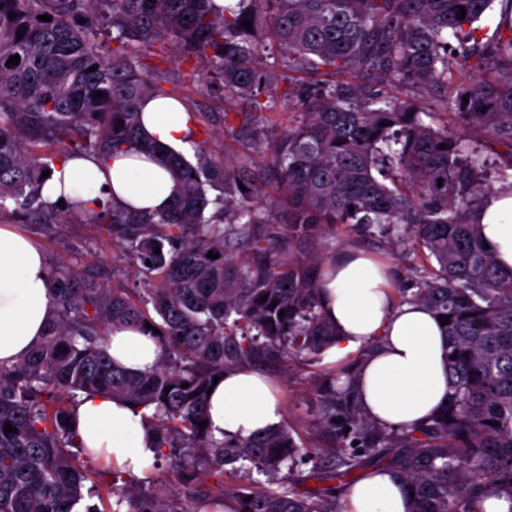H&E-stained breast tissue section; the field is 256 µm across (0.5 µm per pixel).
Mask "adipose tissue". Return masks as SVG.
Instances as JSON below:
<instances>
[{"instance_id":"ef3b65f1","label":"adipose tissue","mask_w":512,"mask_h":512,"mask_svg":"<svg viewBox=\"0 0 512 512\" xmlns=\"http://www.w3.org/2000/svg\"><path fill=\"white\" fill-rule=\"evenodd\" d=\"M142 126L157 143L186 146L193 118L178 100L155 98L142 108ZM176 183L148 154L120 152L100 161L71 156L59 162L42 188L45 201L78 198L88 208L111 200L121 208L161 212L172 203ZM475 219L493 247L498 266L512 269V188L489 196ZM52 266L30 237L0 226V364L24 357L42 338L54 314ZM319 301L335 326L328 361L374 344L360 363L351 390L363 415L386 426L427 420L448 399L447 360L439 321L423 305L398 304L387 270L358 246L328 257L322 267ZM107 351L133 372L152 369L160 358L156 340L142 329L118 326L109 331ZM209 426L215 439L248 438L277 426L283 406L259 374L228 371L208 399ZM78 441L95 457L122 471L142 473L154 456V435L142 410L108 395L82 396L74 409ZM344 512H408L403 482L387 470L364 472L343 500Z\"/></svg>"}]
</instances>
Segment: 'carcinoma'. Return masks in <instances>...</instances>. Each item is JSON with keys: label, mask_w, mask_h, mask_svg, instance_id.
Returning <instances> with one entry per match:
<instances>
[{"label": "carcinoma", "mask_w": 512, "mask_h": 512, "mask_svg": "<svg viewBox=\"0 0 512 512\" xmlns=\"http://www.w3.org/2000/svg\"><path fill=\"white\" fill-rule=\"evenodd\" d=\"M492 3L238 0L219 10L211 0H0V217L97 224L139 263L143 284L111 289L64 262L54 267L45 336L27 357L0 365V512H80L92 470L72 452L82 446L65 424L72 407L63 395L96 393L146 410L155 440L147 472L170 461L186 492L171 498L115 472L112 512H224L228 498L234 512H342L334 482L369 466L405 481L409 512H476L490 492L512 512V270L496 264L471 220L495 184L512 187V164L490 181L482 144L469 137L512 151V0H501L487 41L473 27ZM44 14L52 20L38 19ZM104 24L115 29L108 52L97 41ZM172 50L184 62L206 59L224 90L249 102L248 112L224 113V127L269 154L267 167L195 166L143 133L142 102L173 97L166 72L144 59ZM15 55L20 63L6 65ZM275 55L289 71L285 96L303 114L278 132L259 100L276 80L267 65ZM361 71L380 86L291 77ZM388 86L438 91L446 119ZM40 145L58 147L63 159L145 151L179 183V199L152 215L108 201L48 204L41 175L54 157ZM208 186L222 193L211 197ZM341 226L423 250L426 264L398 289L399 302L446 317V353L456 359L448 360V406L408 427L369 422L337 374L316 373L315 428L329 458L305 475L287 426L217 440L199 423L214 377L312 360L336 342L318 286ZM119 325L157 340L153 369L133 373L110 358L106 336ZM9 424L17 432L4 433ZM242 476L257 487L229 492L225 479ZM310 479L322 487L302 490Z\"/></svg>", "instance_id": "obj_1"}]
</instances>
